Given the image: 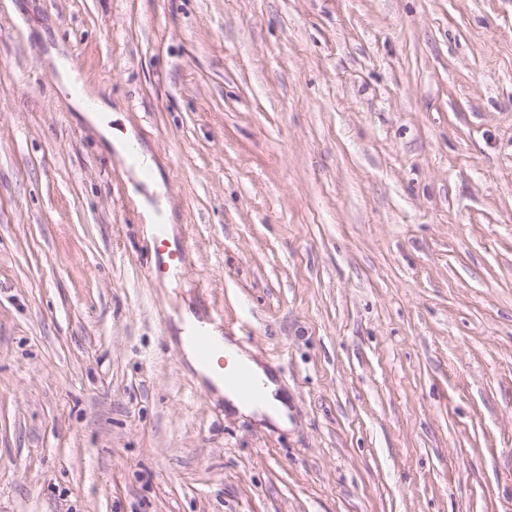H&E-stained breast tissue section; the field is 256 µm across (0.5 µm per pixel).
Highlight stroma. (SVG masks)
I'll use <instances>...</instances> for the list:
<instances>
[{
    "label": "stroma",
    "instance_id": "35a3bbf8",
    "mask_svg": "<svg viewBox=\"0 0 512 512\" xmlns=\"http://www.w3.org/2000/svg\"><path fill=\"white\" fill-rule=\"evenodd\" d=\"M0 512H512V0H0ZM87 119L97 126L100 135L106 140L111 149L114 148L115 152L120 155V157L125 158L126 144L130 141L128 135H122L115 130L113 134L112 128L108 126L106 122H99L96 117L88 116ZM160 243L162 245L158 246ZM167 245L166 239L163 237V231L160 224H158L154 235V255L150 262L145 264L147 272L151 275L156 270L170 269L171 274H181L184 269L185 250L184 248L178 250H170L167 253V260L164 259L162 252L165 251ZM219 336L218 330L214 331ZM213 336L204 326H192L185 331L184 341L193 351L199 366L203 369H211L214 359L219 354H224V343L233 352L228 367L241 366L251 370L259 379H263L265 386V402L255 405L244 401L225 387L235 391L241 397L260 403L264 397V387L260 380L246 369H231L224 371L222 381L209 370H201L197 365L192 353H187L190 365L208 379L218 395H223L228 408L238 415H246L259 422H268L281 429H288V405L281 393L278 392V385L272 381L264 368L252 359L248 354L238 350L229 341L224 342Z\"/></svg>",
    "mask_w": 512,
    "mask_h": 512
}]
</instances>
